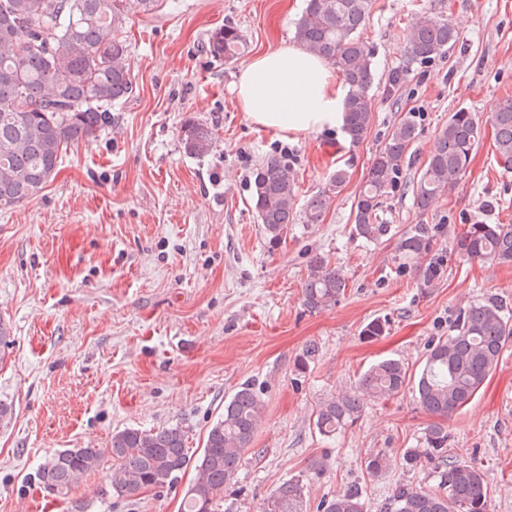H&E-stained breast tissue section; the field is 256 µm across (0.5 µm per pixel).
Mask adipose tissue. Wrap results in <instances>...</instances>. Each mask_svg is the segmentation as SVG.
<instances>
[{"mask_svg":"<svg viewBox=\"0 0 512 512\" xmlns=\"http://www.w3.org/2000/svg\"><path fill=\"white\" fill-rule=\"evenodd\" d=\"M234 95L252 124L303 137L340 126L346 88L328 61L285 45L251 59Z\"/></svg>","mask_w":512,"mask_h":512,"instance_id":"ef3b65f1","label":"adipose tissue"}]
</instances>
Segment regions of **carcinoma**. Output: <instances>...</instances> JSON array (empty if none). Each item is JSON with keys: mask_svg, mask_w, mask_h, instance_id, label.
Wrapping results in <instances>:
<instances>
[{"mask_svg": "<svg viewBox=\"0 0 512 512\" xmlns=\"http://www.w3.org/2000/svg\"><path fill=\"white\" fill-rule=\"evenodd\" d=\"M145 14L156 12L161 0H0V209L37 195L56 175L67 149L101 131L112 105L134 93L130 48L119 32L126 26L127 3ZM373 0H304L295 23L294 39L306 52L327 59L348 86L342 133L352 144L367 135L374 109L369 91L375 81V52L362 37ZM457 40L449 21L424 11L417 17L406 48V63L423 64L448 52ZM244 36L232 24L214 30L204 52L214 60L232 58L243 48ZM494 149L499 164L512 169V97L504 98L493 114ZM415 136L410 119L398 124L375 155L366 180L354 200L353 235L377 242L390 232L381 218L385 198L401 183L404 160ZM483 138L475 114L452 113L436 139L433 152L413 183L414 202L425 213L465 174ZM214 129L190 118L181 126L185 154L202 158L213 148ZM348 171L338 165L325 183L295 211V176L284 160L270 154L260 161L250 180L251 200L262 232L278 242L288 225L301 219L318 224ZM463 261L512 262V224L477 221L455 238ZM403 266H416L420 285L430 287L445 273L443 252L428 227L418 225L396 246ZM346 279L322 257L310 265L304 284V305L321 311L345 293ZM384 318L369 321L361 335H384ZM512 339V318L495 299L473 302L459 310L448 335L429 345L416 378L395 358L370 366L355 390L332 394L321 401L315 427L334 437L353 425L370 401L386 400L413 384L419 406L446 418L479 395L497 368ZM265 414V404L250 383H243L224 401V415L209 429L196 458L197 477L187 488L182 512H224V485L236 476L244 450L250 447ZM448 428L429 425L425 448L408 458L433 464L434 488L424 490L398 483L385 512H489L485 473L475 462L448 455ZM117 461L112 493L133 498L148 489L178 481L190 464L185 433L168 426L156 431L127 428L112 436L109 448H68L46 460L37 479L58 496L67 495L104 456ZM366 471L379 475L390 466L384 452L364 461ZM320 512H366L361 489L350 486L323 500ZM304 485L298 479L280 484L264 512H306Z\"/></svg>", "mask_w": 512, "mask_h": 512, "instance_id": "1", "label": "carcinoma"}]
</instances>
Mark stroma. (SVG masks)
<instances>
[{"instance_id": "obj_1", "label": "stroma", "mask_w": 512, "mask_h": 512, "mask_svg": "<svg viewBox=\"0 0 512 512\" xmlns=\"http://www.w3.org/2000/svg\"><path fill=\"white\" fill-rule=\"evenodd\" d=\"M304 0H165L152 15L131 9L134 94L112 107V122L68 148L55 178L16 207L0 210V402L13 418L0 427V512H178L195 469L179 482L134 498L112 493V458L68 495L44 490L36 474L67 448H105L126 428L185 430L199 455L224 401L252 382L265 419L246 448L224 512H262L284 480L302 481L310 505L362 487L367 512H383L393 487L434 484L431 466H407L433 423L412 388L368 403L333 438L314 425L320 402L354 387L386 358L418 374L432 337L444 336L460 307L490 297L512 312V265L461 261L454 241L468 224H512V170L493 146L494 107L512 97V0H373L363 36L375 49V103L366 138L347 142L331 129L297 137L246 119L232 88L257 53L293 43ZM459 33L445 55L406 65V37L422 11ZM233 24L246 51L229 61L207 56L210 33ZM404 85L386 90L394 70ZM475 113L485 135L465 175L428 213L412 184L437 135L458 109ZM215 130L212 151L188 157L186 118ZM412 119L416 136L402 184L384 203L388 237L352 234L354 199L393 129ZM282 155L296 176L297 202L336 165L349 177L317 224L289 225L269 244L250 200L256 165ZM420 224L438 228L446 272L424 288L401 274L398 239ZM321 256L346 280L336 305L303 303L310 261ZM389 322L367 340L370 320ZM318 353L306 369L307 345ZM448 453L482 465L490 512H512V341L473 403L448 421ZM387 452L378 476L364 461Z\"/></svg>"}]
</instances>
